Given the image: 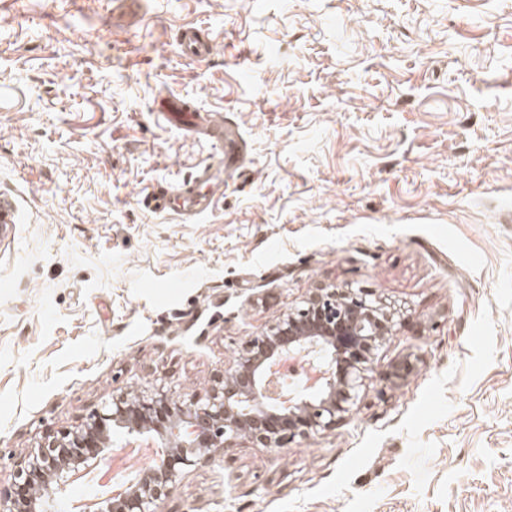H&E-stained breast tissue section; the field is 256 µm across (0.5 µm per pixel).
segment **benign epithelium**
Wrapping results in <instances>:
<instances>
[{
	"label": "benign epithelium",
	"instance_id": "benign-epithelium-1",
	"mask_svg": "<svg viewBox=\"0 0 512 512\" xmlns=\"http://www.w3.org/2000/svg\"><path fill=\"white\" fill-rule=\"evenodd\" d=\"M362 289H314L304 305L251 337L203 398L120 390L65 431L49 432L14 473L0 512H72L65 497L94 474L95 512H161L185 471L240 439L266 448L329 431L345 418L376 348L394 335V313ZM307 357L306 379L274 384L275 365Z\"/></svg>",
	"mask_w": 512,
	"mask_h": 512
}]
</instances>
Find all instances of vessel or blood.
<instances>
[{"instance_id":"b4317fda","label":"vessel or blood","mask_w":512,"mask_h":512,"mask_svg":"<svg viewBox=\"0 0 512 512\" xmlns=\"http://www.w3.org/2000/svg\"><path fill=\"white\" fill-rule=\"evenodd\" d=\"M183 53L190 58L202 59L213 51L211 41L202 39L196 28L184 29L179 36ZM158 114L167 120L182 121L193 124H205L216 140H223L224 126L221 121L198 113L180 98H163L155 103ZM224 195V164L215 162L205 165L189 181L169 187L161 186L152 190L145 197L148 208L154 211H173L183 217L191 218L208 210L216 200Z\"/></svg>"}]
</instances>
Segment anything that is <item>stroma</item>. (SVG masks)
Instances as JSON below:
<instances>
[{
    "instance_id": "stroma-1",
    "label": "stroma",
    "mask_w": 512,
    "mask_h": 512,
    "mask_svg": "<svg viewBox=\"0 0 512 512\" xmlns=\"http://www.w3.org/2000/svg\"><path fill=\"white\" fill-rule=\"evenodd\" d=\"M213 54L182 56L186 27ZM245 147L185 219L146 194ZM0 495L113 390L207 393L315 289L397 312L350 416L162 512H512V0H0ZM155 110L168 121H182L186 123H193L195 125H198L199 123L205 124L204 126L211 131V136L216 139L218 143L223 145V123L219 120L210 118L208 115L202 116L198 113L200 112L199 110L191 107L183 99L161 98L159 101H155Z\"/></svg>"
}]
</instances>
